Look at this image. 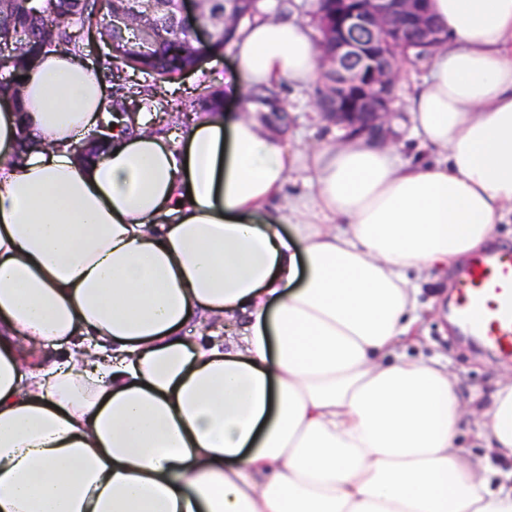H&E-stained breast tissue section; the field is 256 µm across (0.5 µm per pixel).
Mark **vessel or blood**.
<instances>
[{"instance_id":"obj_1","label":"vessel or blood","mask_w":512,"mask_h":512,"mask_svg":"<svg viewBox=\"0 0 512 512\" xmlns=\"http://www.w3.org/2000/svg\"><path fill=\"white\" fill-rule=\"evenodd\" d=\"M454 288L461 329L486 349L512 358V252L474 255Z\"/></svg>"}]
</instances>
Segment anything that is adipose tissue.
Instances as JSON below:
<instances>
[{
	"label": "adipose tissue",
	"mask_w": 512,
	"mask_h": 512,
	"mask_svg": "<svg viewBox=\"0 0 512 512\" xmlns=\"http://www.w3.org/2000/svg\"><path fill=\"white\" fill-rule=\"evenodd\" d=\"M430 9L448 42L407 101L433 162L201 112L83 163L104 86L34 65L0 106V512H512V379L476 421L480 470L446 366L407 353L421 281L512 215V0ZM232 52L235 99L323 78L294 14ZM214 316L225 337L188 341Z\"/></svg>",
	"instance_id": "obj_1"
}]
</instances>
